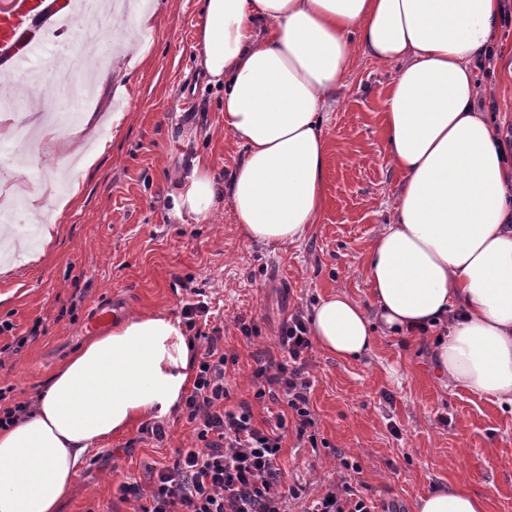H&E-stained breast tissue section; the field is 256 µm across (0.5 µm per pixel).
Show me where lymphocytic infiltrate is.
Returning a JSON list of instances; mask_svg holds the SVG:
<instances>
[{"instance_id":"lymphocytic-infiltrate-1","label":"lymphocytic infiltrate","mask_w":512,"mask_h":512,"mask_svg":"<svg viewBox=\"0 0 512 512\" xmlns=\"http://www.w3.org/2000/svg\"><path fill=\"white\" fill-rule=\"evenodd\" d=\"M208 313V304L200 299L181 309L186 330L199 344L193 387L183 402L193 440L177 449L173 464L154 472L149 484L120 485L121 497L136 501L138 512H288L290 496L277 466L284 434L291 428L297 441L317 442L309 399L312 382L306 373L312 347L308 327L302 318L292 317L277 338L281 360L256 358L254 397L280 407L258 424L249 404L234 409L224 404L229 358L223 332L217 326L207 333L196 328ZM302 512L374 510L344 482L327 496L304 503Z\"/></svg>"}]
</instances>
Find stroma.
Here are the masks:
<instances>
[{"label":"stroma","instance_id":"obj_1","mask_svg":"<svg viewBox=\"0 0 512 512\" xmlns=\"http://www.w3.org/2000/svg\"><path fill=\"white\" fill-rule=\"evenodd\" d=\"M167 4L148 63L123 79L126 100L115 101L107 87L72 107L52 104L49 117L63 132L91 104L103 119L121 111L125 120L96 166L71 174L81 196L58 217L51 244H40L32 223L14 227L40 256L0 276V322L13 326L0 334V387H11V401H34L90 336L88 323L102 305L117 303L124 316L164 312L176 319L197 290L210 304L211 325L224 328L225 352L237 358L226 374L227 403H252L260 421L254 358H280V327L293 316L309 317L320 297L340 288L374 307L364 267L400 190L380 120L391 72L359 62L327 107L324 204L310 233L287 247L256 243L240 234L230 207L199 222L176 208L174 180L195 156H207L224 183L243 148L224 131L223 86L209 83L200 65L203 0ZM508 51L512 34L499 33L496 59L474 73L498 125L512 122V74L501 61ZM58 65L49 55L6 83L12 113L40 107V86ZM38 136L29 126L23 139L0 148V181L26 183L42 169L51 195L61 162L35 150ZM239 321L252 328V340L236 329ZM18 336L29 342L15 354L10 346ZM431 342L426 334L382 331L353 361L312 348L307 369L318 446L287 435L278 459L285 487L313 499L345 478L377 512H413L430 490L462 486L484 496L488 512H512V406L449 385L435 371ZM167 424L161 446L141 441L136 423L87 454L59 512H135L120 485L147 482L192 441L183 417ZM347 461L355 470L344 469Z\"/></svg>","mask_w":512,"mask_h":512}]
</instances>
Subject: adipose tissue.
Returning <instances> with one entry per match:
<instances>
[{
	"label": "adipose tissue",
	"instance_id": "ef3b65f1",
	"mask_svg": "<svg viewBox=\"0 0 512 512\" xmlns=\"http://www.w3.org/2000/svg\"><path fill=\"white\" fill-rule=\"evenodd\" d=\"M164 4L114 0L139 37L86 55L98 86L115 84L149 58ZM503 0H205L201 66L224 86V131L241 142L226 185L195 157L174 198L197 219L228 202L249 240L303 239L324 203L323 111L355 64L392 69L381 123L401 175L392 218L365 264L375 301L367 310L344 290L320 299L311 334L326 353L368 352L373 327L434 333L432 360L450 385L512 405V157L477 102L472 65L496 46ZM48 153L81 155L92 168L107 139L94 110L67 135L43 126ZM193 352L178 321L133 314L92 337L38 395L29 417L0 428V512H56L89 448L141 419L176 413ZM415 512H486L484 497L458 486L417 499Z\"/></svg>",
	"mask_w": 512,
	"mask_h": 512
}]
</instances>
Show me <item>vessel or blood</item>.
Wrapping results in <instances>:
<instances>
[{
    "label": "vessel or blood",
    "instance_id": "obj_1",
    "mask_svg": "<svg viewBox=\"0 0 512 512\" xmlns=\"http://www.w3.org/2000/svg\"><path fill=\"white\" fill-rule=\"evenodd\" d=\"M79 0H0V73L42 57L51 35L72 33Z\"/></svg>",
    "mask_w": 512,
    "mask_h": 512
}]
</instances>
